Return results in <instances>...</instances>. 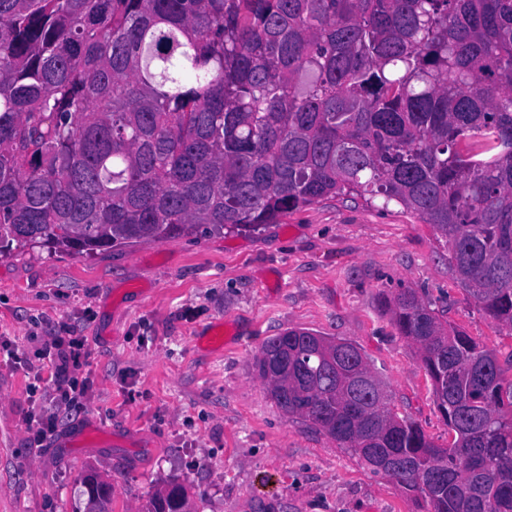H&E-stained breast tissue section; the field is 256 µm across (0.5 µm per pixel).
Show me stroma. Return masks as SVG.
<instances>
[{
    "label": "stroma",
    "instance_id": "obj_1",
    "mask_svg": "<svg viewBox=\"0 0 512 512\" xmlns=\"http://www.w3.org/2000/svg\"><path fill=\"white\" fill-rule=\"evenodd\" d=\"M401 288L500 362L512 358V332L464 292L434 228L393 204L329 197L256 232L0 258V512H77L90 466L108 474L113 512H138L169 482L190 487L196 512H425L288 417L253 368L288 329L344 339L385 381L393 410L448 444L417 350L384 307ZM219 320L222 349L198 347ZM50 336L85 340L76 377L87 392L57 410L33 457L29 415L54 408L42 370Z\"/></svg>",
    "mask_w": 512,
    "mask_h": 512
}]
</instances>
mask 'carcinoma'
Returning <instances> with one entry per match:
<instances>
[{
    "label": "carcinoma",
    "instance_id": "carcinoma-1",
    "mask_svg": "<svg viewBox=\"0 0 512 512\" xmlns=\"http://www.w3.org/2000/svg\"><path fill=\"white\" fill-rule=\"evenodd\" d=\"M432 225L477 308L512 330V0H0V256H91L255 231L321 198ZM438 445L361 348L302 328L263 345L275 405L429 512H512V379L411 288ZM142 512H192L184 485Z\"/></svg>",
    "mask_w": 512,
    "mask_h": 512
}]
</instances>
